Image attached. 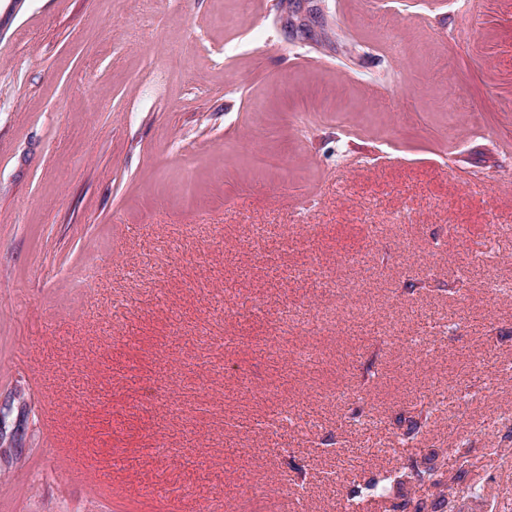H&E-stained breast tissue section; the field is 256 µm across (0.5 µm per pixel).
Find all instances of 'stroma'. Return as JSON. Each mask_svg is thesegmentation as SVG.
<instances>
[{"mask_svg":"<svg viewBox=\"0 0 512 512\" xmlns=\"http://www.w3.org/2000/svg\"><path fill=\"white\" fill-rule=\"evenodd\" d=\"M275 3L0 0V512H345L443 396L512 512V0Z\"/></svg>","mask_w":512,"mask_h":512,"instance_id":"stroma-1","label":"stroma"}]
</instances>
